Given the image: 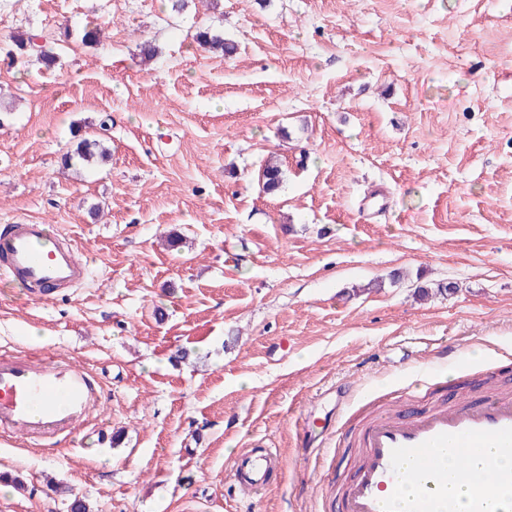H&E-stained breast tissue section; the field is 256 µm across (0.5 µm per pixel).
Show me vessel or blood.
I'll use <instances>...</instances> for the list:
<instances>
[{
  "instance_id": "b4317fda",
  "label": "vessel or blood",
  "mask_w": 512,
  "mask_h": 512,
  "mask_svg": "<svg viewBox=\"0 0 512 512\" xmlns=\"http://www.w3.org/2000/svg\"><path fill=\"white\" fill-rule=\"evenodd\" d=\"M78 251L74 239L50 233L46 224H8L0 230V277L19 281L28 300L48 303L85 281L88 269ZM101 406L96 377L65 356L49 350L0 353L1 437L18 435L25 445L52 450ZM357 445L356 475L343 491L341 512H457L448 484L472 474L448 471L434 456L445 450L466 459L491 448L496 456L512 457V396L480 402L459 396L415 416H379L363 424ZM278 462L269 448L243 454L231 467L232 478L250 491L263 490ZM407 476L421 486L409 498L402 488ZM479 477L491 491L475 495L469 512H512V469L489 464Z\"/></svg>"
}]
</instances>
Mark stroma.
Listing matches in <instances>:
<instances>
[{
	"instance_id": "obj_1",
	"label": "stroma",
	"mask_w": 512,
	"mask_h": 512,
	"mask_svg": "<svg viewBox=\"0 0 512 512\" xmlns=\"http://www.w3.org/2000/svg\"><path fill=\"white\" fill-rule=\"evenodd\" d=\"M83 137L107 158L65 166ZM16 222L75 239L88 280L0 290V351L52 349L106 399L62 457L0 445V512H67L54 482L90 512H338L381 392L512 391V0H0ZM253 448L281 463L249 494ZM280 464L279 458L271 448H263L259 454L245 453L232 465L234 482L245 486L252 492L263 490L273 466Z\"/></svg>"
}]
</instances>
